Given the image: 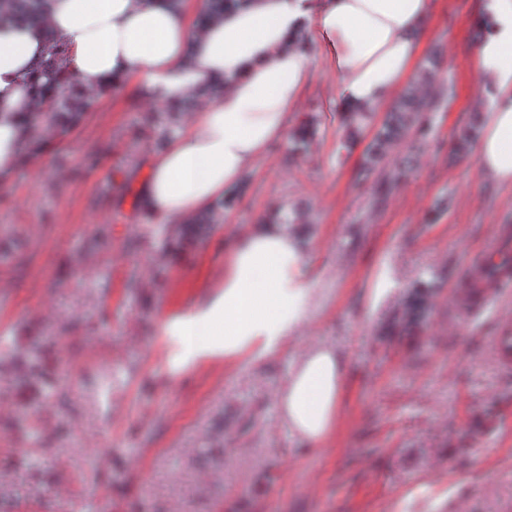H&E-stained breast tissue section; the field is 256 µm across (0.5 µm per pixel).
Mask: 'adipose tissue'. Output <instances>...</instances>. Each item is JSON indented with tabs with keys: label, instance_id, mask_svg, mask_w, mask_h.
<instances>
[{
	"label": "adipose tissue",
	"instance_id": "ef3b65f1",
	"mask_svg": "<svg viewBox=\"0 0 512 512\" xmlns=\"http://www.w3.org/2000/svg\"><path fill=\"white\" fill-rule=\"evenodd\" d=\"M431 0H248L197 23L189 0H52L38 22L0 26V179L21 161L39 165L57 130L34 81L51 43L65 52L75 83L120 92L130 83L176 104L197 91L208 101L150 155L142 188L160 223L181 224L215 201L283 140L311 79L306 44L332 56L337 95L357 123L411 78L414 32ZM476 68L494 95L477 143L484 174L512 185V0H482ZM314 297L296 236L262 221L224 258L217 297L166 321L198 357L276 353L294 336ZM344 363L332 344L307 347L278 396L292 436L316 445L336 430Z\"/></svg>",
	"mask_w": 512,
	"mask_h": 512
}]
</instances>
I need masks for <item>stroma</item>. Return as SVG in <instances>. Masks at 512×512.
I'll return each mask as SVG.
<instances>
[{
	"label": "stroma",
	"instance_id": "stroma-1",
	"mask_svg": "<svg viewBox=\"0 0 512 512\" xmlns=\"http://www.w3.org/2000/svg\"><path fill=\"white\" fill-rule=\"evenodd\" d=\"M480 0H432L417 35L426 141L395 142L367 178L337 76L320 51L290 120L305 154L274 144L184 233L140 204L148 155L195 97L153 102L138 86L90 95L42 169L0 182V512H512V374L454 304L472 263L512 231V188L486 177L462 129L484 123L474 51ZM287 219L307 246L311 310L273 355L186 359L163 324L219 292L224 251L260 218ZM393 289L378 294L382 278ZM431 283L426 319L407 300ZM345 360L340 427L303 451L276 397L305 346Z\"/></svg>",
	"mask_w": 512,
	"mask_h": 512
}]
</instances>
